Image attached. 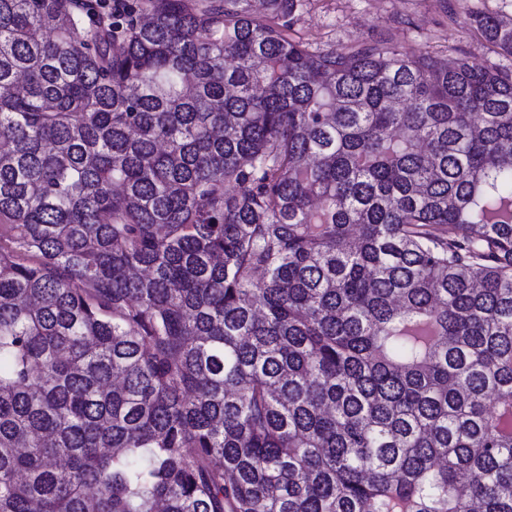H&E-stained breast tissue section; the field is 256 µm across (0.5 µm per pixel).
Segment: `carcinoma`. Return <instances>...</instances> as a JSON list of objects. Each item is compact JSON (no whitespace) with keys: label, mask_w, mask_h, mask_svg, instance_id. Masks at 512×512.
<instances>
[{"label":"carcinoma","mask_w":512,"mask_h":512,"mask_svg":"<svg viewBox=\"0 0 512 512\" xmlns=\"http://www.w3.org/2000/svg\"><path fill=\"white\" fill-rule=\"evenodd\" d=\"M303 2L0 0V512H512V71Z\"/></svg>","instance_id":"cac0c4a2"}]
</instances>
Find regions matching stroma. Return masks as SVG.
<instances>
[{"mask_svg": "<svg viewBox=\"0 0 512 512\" xmlns=\"http://www.w3.org/2000/svg\"><path fill=\"white\" fill-rule=\"evenodd\" d=\"M512 15V0H305L293 34L321 48L387 39L416 52H460L479 63L512 70V57L498 55L470 13Z\"/></svg>", "mask_w": 512, "mask_h": 512, "instance_id": "stroma-1", "label": "stroma"}]
</instances>
